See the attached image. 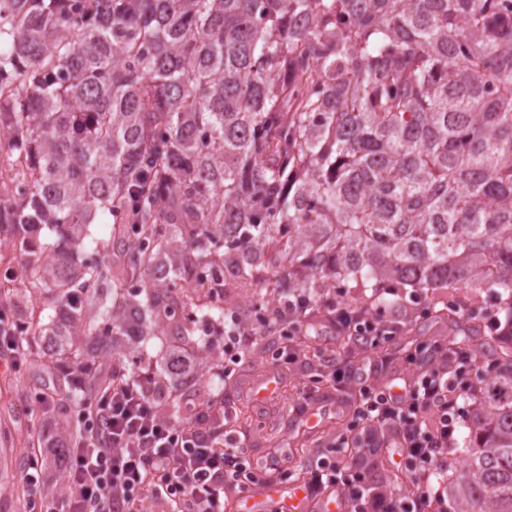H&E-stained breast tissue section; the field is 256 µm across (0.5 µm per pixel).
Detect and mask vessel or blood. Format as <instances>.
I'll return each instance as SVG.
<instances>
[{"mask_svg": "<svg viewBox=\"0 0 512 512\" xmlns=\"http://www.w3.org/2000/svg\"><path fill=\"white\" fill-rule=\"evenodd\" d=\"M286 505L288 512H344L346 505L340 500L313 499L302 487L283 489L279 485L266 482L243 494L236 504L237 512H261L268 507Z\"/></svg>", "mask_w": 512, "mask_h": 512, "instance_id": "obj_1", "label": "vessel or blood"}]
</instances>
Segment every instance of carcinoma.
<instances>
[{
  "label": "carcinoma",
  "mask_w": 512,
  "mask_h": 512,
  "mask_svg": "<svg viewBox=\"0 0 512 512\" xmlns=\"http://www.w3.org/2000/svg\"><path fill=\"white\" fill-rule=\"evenodd\" d=\"M0 143L24 192L0 199L24 280L54 310L25 348L68 385L70 429L99 359L140 361L175 295L279 307L338 288H490L512 322V6L506 0H0ZM112 218L109 239L91 225ZM47 228L53 237L40 239ZM79 296L78 303L72 296ZM450 349L496 366L448 477L454 512H512V340ZM153 361L178 382L215 361L181 324ZM434 344L409 356L421 368Z\"/></svg>",
  "instance_id": "obj_1"
}]
</instances>
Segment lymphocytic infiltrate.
Instances as JSON below:
<instances>
[{
	"label": "lymphocytic infiltrate",
	"mask_w": 512,
	"mask_h": 512,
	"mask_svg": "<svg viewBox=\"0 0 512 512\" xmlns=\"http://www.w3.org/2000/svg\"><path fill=\"white\" fill-rule=\"evenodd\" d=\"M328 308L339 331L354 336H386L381 313L338 302ZM107 384L83 401L79 415L88 423L80 437L48 438L39 433L37 454L23 475L29 488L28 512H143L153 499L165 512H224L228 494L238 495L261 481L264 471L227 446L224 420L232 414L222 397L202 414L174 421L160 411L154 380L144 367L109 364ZM493 366H476L468 354L441 355L405 394L363 389L356 413L367 426L348 465L319 466L311 492L344 490L349 512H448L447 499L434 492L432 472L446 467L462 415L458 402L481 387ZM390 445L408 489L383 491L358 468V457ZM54 457L60 486L48 497L42 457Z\"/></svg>",
	"instance_id": "1"
}]
</instances>
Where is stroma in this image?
<instances>
[{
    "mask_svg": "<svg viewBox=\"0 0 512 512\" xmlns=\"http://www.w3.org/2000/svg\"><path fill=\"white\" fill-rule=\"evenodd\" d=\"M456 335L454 318H436L431 302H421L410 309L408 319L381 341L379 348L338 356V366L356 371L355 378L338 382L332 369L313 355L314 348L335 347L332 323L316 320L294 341L295 357L289 361L277 359L271 338H263L250 349L253 369L235 368L234 384L227 394L235 408L256 407L260 413L246 422L229 423L228 428L251 447L253 460L277 459L279 468L290 473L296 472L301 462L311 468L340 462L336 448L340 435L363 432L355 413L360 389L404 392L418 374L417 368L406 362L408 341L444 344ZM319 373L324 381L317 385L313 379ZM269 376L276 380V391L258 395L259 383ZM47 384L48 375L38 356L20 359L15 366L0 358V512H27L23 468L35 454L42 424L51 422L52 417L26 413L23 405ZM285 402L296 409L288 422L277 413Z\"/></svg>",
    "mask_w": 512,
    "mask_h": 512,
    "instance_id": "1",
    "label": "stroma"
}]
</instances>
